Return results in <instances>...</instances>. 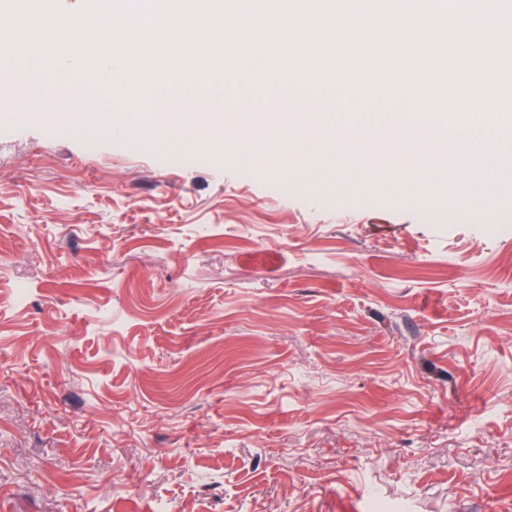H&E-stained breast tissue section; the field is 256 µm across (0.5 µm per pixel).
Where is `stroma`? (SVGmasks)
Listing matches in <instances>:
<instances>
[{"label": "stroma", "mask_w": 512, "mask_h": 512, "mask_svg": "<svg viewBox=\"0 0 512 512\" xmlns=\"http://www.w3.org/2000/svg\"><path fill=\"white\" fill-rule=\"evenodd\" d=\"M0 100V512H512V223L326 203L207 142ZM316 93L337 126L340 88ZM192 104L262 93L218 81ZM55 124L33 120L42 102Z\"/></svg>", "instance_id": "1"}]
</instances>
